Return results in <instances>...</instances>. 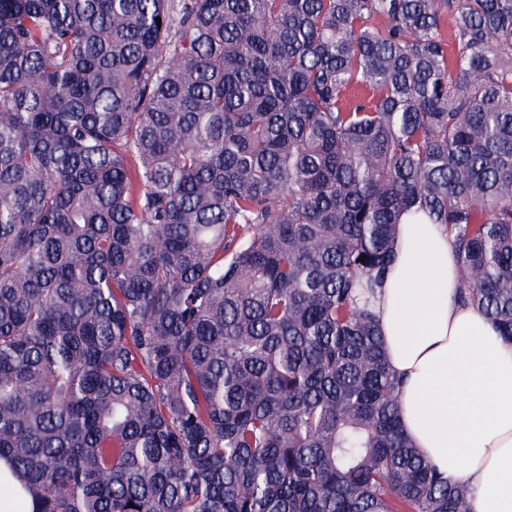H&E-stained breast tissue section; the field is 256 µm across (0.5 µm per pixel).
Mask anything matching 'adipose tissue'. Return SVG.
Here are the masks:
<instances>
[{
    "label": "adipose tissue",
    "instance_id": "adipose-tissue-1",
    "mask_svg": "<svg viewBox=\"0 0 512 512\" xmlns=\"http://www.w3.org/2000/svg\"><path fill=\"white\" fill-rule=\"evenodd\" d=\"M394 251L374 310L402 380L401 428L450 481L469 487L470 512H512V346L457 302L443 225L399 224Z\"/></svg>",
    "mask_w": 512,
    "mask_h": 512
}]
</instances>
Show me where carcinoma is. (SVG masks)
Returning <instances> with one entry per match:
<instances>
[{
  "label": "carcinoma",
  "instance_id": "obj_1",
  "mask_svg": "<svg viewBox=\"0 0 512 512\" xmlns=\"http://www.w3.org/2000/svg\"><path fill=\"white\" fill-rule=\"evenodd\" d=\"M422 215L512 344V0H0L33 512H467L371 309Z\"/></svg>",
  "mask_w": 512,
  "mask_h": 512
}]
</instances>
